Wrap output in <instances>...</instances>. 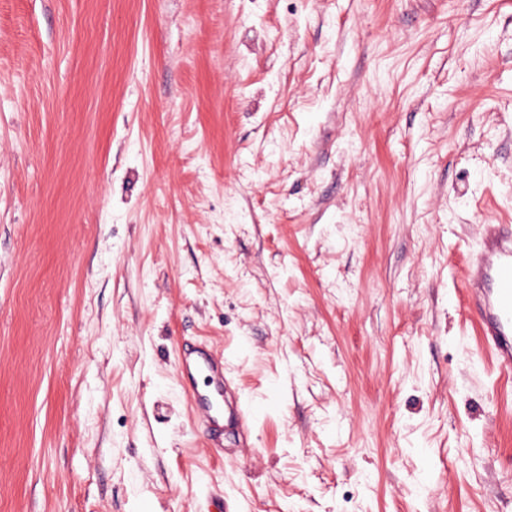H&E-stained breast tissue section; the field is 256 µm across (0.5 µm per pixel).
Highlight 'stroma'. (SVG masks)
<instances>
[{
    "label": "stroma",
    "mask_w": 512,
    "mask_h": 512,
    "mask_svg": "<svg viewBox=\"0 0 512 512\" xmlns=\"http://www.w3.org/2000/svg\"><path fill=\"white\" fill-rule=\"evenodd\" d=\"M485 224L512 0H0V512H512ZM185 394L199 417L210 448H224V430H235L245 439L251 410L230 395L231 381L224 375V355L198 344L185 347L176 366ZM203 382L199 388L197 381Z\"/></svg>",
    "instance_id": "1"
}]
</instances>
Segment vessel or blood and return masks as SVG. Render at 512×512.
<instances>
[{
	"label": "vessel or blood",
	"mask_w": 512,
	"mask_h": 512,
	"mask_svg": "<svg viewBox=\"0 0 512 512\" xmlns=\"http://www.w3.org/2000/svg\"><path fill=\"white\" fill-rule=\"evenodd\" d=\"M462 297L481 347L500 368L511 370L512 230L507 225H484L468 260ZM176 372L209 447H223L225 430L246 434L250 411L230 394L223 354L203 344L185 348Z\"/></svg>",
	"instance_id": "obj_1"
}]
</instances>
